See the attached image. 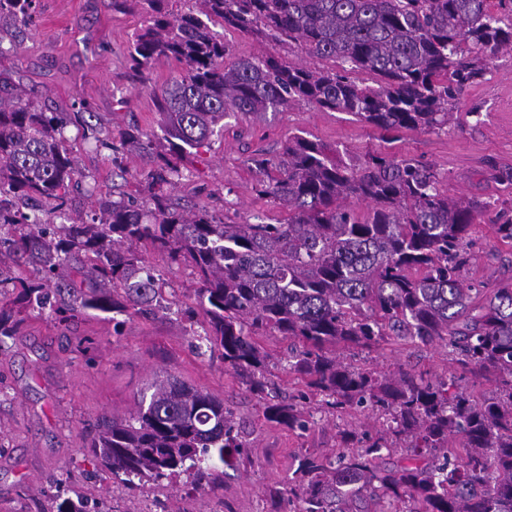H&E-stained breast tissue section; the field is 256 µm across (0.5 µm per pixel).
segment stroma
Here are the masks:
<instances>
[{
    "mask_svg": "<svg viewBox=\"0 0 512 512\" xmlns=\"http://www.w3.org/2000/svg\"><path fill=\"white\" fill-rule=\"evenodd\" d=\"M36 5L37 28L17 50L0 55V72L51 110L67 111L74 102L87 101L112 140H119L132 122L161 134L162 118L148 87L178 76L180 67L156 65L146 85L132 77L128 48L145 21L139 0L123 13L113 12L112 0H37ZM292 135L360 157L376 151L415 157L444 175L449 195L502 204L512 200V190L500 180L512 173V56L501 55L483 80L465 90L447 131H406L387 143L347 113L304 104L260 120L230 121L212 137L209 150L185 159L191 175L177 185L175 198L187 211L205 202L215 214L241 223L283 222L281 206L256 196L245 159L256 151L277 154ZM66 136L86 176L75 201L86 216L98 195L112 190V153L84 142L77 127H68ZM495 220L491 210L473 224L477 255L466 273L468 281L490 288L512 283V246L494 235ZM139 251L157 265L170 311L116 319L99 312L70 323L58 322L49 311H34L20 336L0 340V512H37L56 478L82 492L91 512H211L218 502L224 512H271L265 490L294 478L301 453L336 451L339 429L374 426L367 411L338 418L316 404L305 435L264 422L241 378L198 338L207 317L197 305L192 267L166 263L147 245ZM260 343L269 355L268 376L282 394L303 390L302 379L288 369V339L270 334ZM343 358L379 374L401 366L438 377L454 368L450 350L437 344L390 342L370 353L344 352ZM163 374L224 399L254 426L243 461L225 468L214 488L198 491L180 479L172 487L149 485L129 494L105 479L87 453L97 416L134 411L148 383Z\"/></svg>",
    "mask_w": 512,
    "mask_h": 512,
    "instance_id": "1",
    "label": "stroma"
}]
</instances>
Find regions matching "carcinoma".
Returning a JSON list of instances; mask_svg holds the SVG:
<instances>
[{
	"label": "carcinoma",
	"instance_id": "obj_1",
	"mask_svg": "<svg viewBox=\"0 0 512 512\" xmlns=\"http://www.w3.org/2000/svg\"><path fill=\"white\" fill-rule=\"evenodd\" d=\"M139 2L148 18L132 36V76L146 82L158 63L181 66L150 89L162 141L131 126L116 146L89 122L88 104L47 112L0 78V336L21 335L35 309L62 322L170 309L156 267L137 251L149 244L167 262L193 266L208 318L200 340L242 375L266 420L305 431L317 397L334 414H379L376 432L348 430L336 453L303 455L288 487L266 491L272 502L288 512H370L366 502L387 504L384 512H512V286L478 288L465 277L471 226L491 203L451 197L417 158L356 162L303 136L277 156L246 159L256 194L288 211L283 224H239L204 204L186 215L171 196L183 159L210 147L229 116L304 103L390 136L444 129L464 90L512 54V0H497L495 13L490 0H194L178 13L172 0ZM212 19L294 45L310 62L237 56ZM0 25L30 30L35 0H0ZM74 123L112 151L117 169L121 151L140 157L142 197L121 192L97 201L88 219L72 214L84 179L67 148ZM492 228L512 244V211L500 209ZM268 332L292 340L288 367L308 391L287 399L271 384L257 341ZM387 339L444 344L495 389L477 399L453 376L382 375L340 358ZM148 390L133 412L96 421L89 453L112 482L133 491L184 476L211 486L251 447L224 400L174 376ZM398 448L400 460L387 465ZM39 512L89 510L77 494Z\"/></svg>",
	"mask_w": 512,
	"mask_h": 512
}]
</instances>
